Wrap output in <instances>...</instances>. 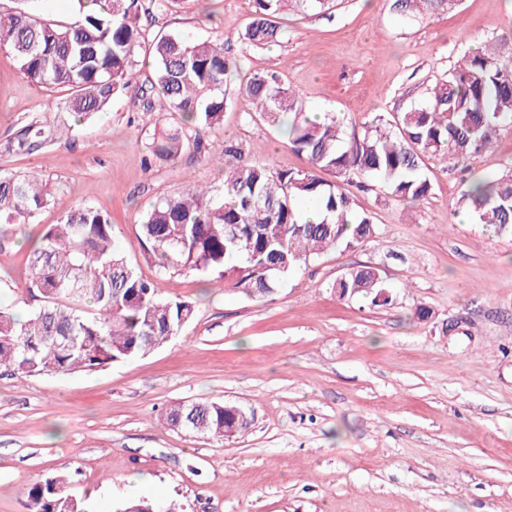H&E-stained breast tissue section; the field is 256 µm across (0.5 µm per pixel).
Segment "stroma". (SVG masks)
Masks as SVG:
<instances>
[{"mask_svg": "<svg viewBox=\"0 0 512 512\" xmlns=\"http://www.w3.org/2000/svg\"><path fill=\"white\" fill-rule=\"evenodd\" d=\"M390 5L287 11L280 43L255 48L241 39L253 0H175L141 19L131 89L31 153L12 150L17 134L68 121L66 94L30 82L0 49V172H39L53 194L33 223L0 237V307L21 319L37 307L32 242L79 203L111 216L115 244L161 296L196 304L146 356L67 375L0 370V512H27L31 485L58 472L65 494L97 499L101 512L139 498L158 512H512V234L455 209L468 181L512 169V127L465 162L426 157L432 191L416 204L377 184L355 191L375 237L325 251L266 298L233 275L162 274L139 244L152 204L221 188L214 159L225 145L276 170L308 167L241 93L244 73L278 74L308 109L345 115L347 133L360 134L423 102L484 42L499 40L512 65V0H462L413 23ZM171 32L223 34L244 60L221 129L174 160L146 150L178 120L151 87V44ZM359 265L380 269L388 304L338 297L334 281ZM421 305L428 319L416 317ZM183 402L238 405L250 425L224 439L168 427L166 411Z\"/></svg>", "mask_w": 512, "mask_h": 512, "instance_id": "obj_1", "label": "stroma"}]
</instances>
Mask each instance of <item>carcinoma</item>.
<instances>
[{
  "label": "carcinoma",
  "mask_w": 512,
  "mask_h": 512,
  "mask_svg": "<svg viewBox=\"0 0 512 512\" xmlns=\"http://www.w3.org/2000/svg\"><path fill=\"white\" fill-rule=\"evenodd\" d=\"M81 19L46 20L21 9L0 14V48L36 84L67 86L64 102L76 120L104 111L131 86V66L144 38L140 0H77ZM460 0H393L404 21L426 19ZM254 17L242 36L252 47L278 42V16L286 8L330 9L331 0H253ZM152 88L163 110L180 122L162 129L148 149L176 158L198 130L223 125L227 75L242 69L231 61L224 38L195 40L164 34L153 42ZM245 94L260 106L270 126L288 119V143L308 157L307 170H273L256 161L224 166L217 192L191 189L159 200L141 224L140 240L150 244L162 274L195 271L222 280L238 274L237 285L252 297H266L301 266L326 249L355 247L376 233L373 216L356 209L341 183L354 178L378 182L388 197L414 204L431 192L423 172L427 155L457 163L489 149L501 124L512 120V67L497 49L483 45L464 54L426 100L391 120L377 118L361 136L349 137L345 117L326 113L308 118L306 102L255 74ZM59 124L32 122L17 136L15 150L30 152L58 139ZM330 174L333 179L325 178ZM48 183L36 173H0V235L45 208ZM323 210L315 222L301 219L300 204ZM458 210L499 233H512V170L470 182ZM30 288L41 304L26 320L0 308V369L33 375L91 372L145 356L176 336L195 316L193 302L159 296L113 244L111 218L88 205L69 210L35 243ZM339 297L362 295L377 305L385 289L378 268L350 269L333 284ZM176 429L225 436L234 417L224 404H177L165 416ZM66 480L52 475L28 490L29 512H83L63 493Z\"/></svg>",
  "instance_id": "1"
}]
</instances>
